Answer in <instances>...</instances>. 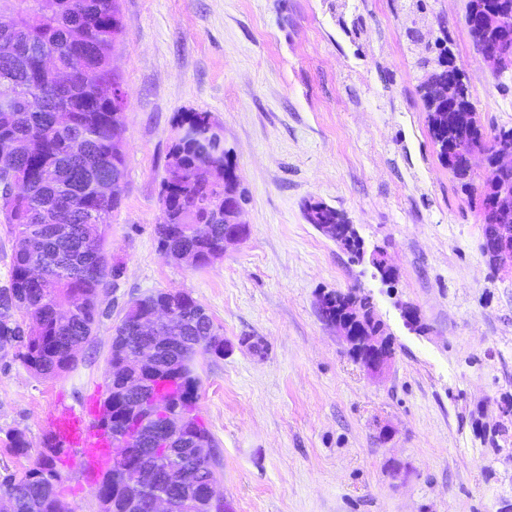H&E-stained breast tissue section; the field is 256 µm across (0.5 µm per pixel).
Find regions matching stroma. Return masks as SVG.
<instances>
[{
  "instance_id": "35a3bbf8",
  "label": "stroma",
  "mask_w": 512,
  "mask_h": 512,
  "mask_svg": "<svg viewBox=\"0 0 512 512\" xmlns=\"http://www.w3.org/2000/svg\"><path fill=\"white\" fill-rule=\"evenodd\" d=\"M468 0H119L112 69L126 94L125 194L106 238L118 275L76 367L52 379L0 359V464L29 468L56 407L104 399L129 303L189 293L228 341L197 356L199 415L222 456L230 512H512V273L481 254L478 189L443 165L420 61L444 38L482 126H512V68L492 69L463 25ZM222 127L246 238L203 268L158 247L159 192L181 114ZM321 202L388 254L385 285L306 218ZM358 288L392 337L368 377L318 313ZM417 308L423 332L405 327ZM24 432L25 456L5 453ZM64 512H101L59 462Z\"/></svg>"
}]
</instances>
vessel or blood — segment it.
I'll return each instance as SVG.
<instances>
[{
	"mask_svg": "<svg viewBox=\"0 0 512 512\" xmlns=\"http://www.w3.org/2000/svg\"><path fill=\"white\" fill-rule=\"evenodd\" d=\"M101 414L93 403L79 411L64 407L52 412L45 424L69 466L90 481L98 480L110 450L109 437L97 425Z\"/></svg>",
	"mask_w": 512,
	"mask_h": 512,
	"instance_id": "vessel-or-blood-1",
	"label": "vessel or blood"
}]
</instances>
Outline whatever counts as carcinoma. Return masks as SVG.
<instances>
[{
  "label": "carcinoma",
  "instance_id": "carcinoma-1",
  "mask_svg": "<svg viewBox=\"0 0 512 512\" xmlns=\"http://www.w3.org/2000/svg\"><path fill=\"white\" fill-rule=\"evenodd\" d=\"M118 0H0V14L14 23L0 26V44L11 48L0 59V93L43 100L39 111L20 106L0 107V215L15 239L11 272L0 287V358L19 359L40 377L51 378L73 369L78 352L92 335L100 316L97 300L108 279L118 272L104 251L114 211L125 185L124 151L114 130L123 124L124 94L111 67L112 49L121 32ZM53 54L71 71L70 84L57 87L41 70L40 52ZM421 85L430 132L440 159L459 181L472 189V166L448 143L463 139L485 154L493 165L495 152L485 146L488 132L480 124L470 129L439 115L447 102L431 94L438 84L458 85L453 70L441 56L423 63ZM203 136L211 126L207 112H190L180 119ZM171 161L161 182L160 200L166 222L156 225L160 250L192 252L196 267L209 265V255L224 242L223 169L235 170L232 152L224 141L212 140L203 150L200 140L174 144ZM21 180L24 194L10 197L7 186ZM498 194L492 183L480 190L482 235L495 231V216L487 201ZM307 219L316 228L349 223L336 210L319 202L307 205ZM186 232L175 235L173 226ZM327 316H344L350 306L360 308V325L375 332L378 321L370 296L355 291L329 294ZM158 306L174 308L170 322H155L147 334L135 325ZM69 312L66 322L58 311ZM22 311L31 321L25 327L15 317ZM154 336H180L179 347L158 348ZM153 354L154 364L139 369L128 360ZM199 354L221 357L224 338L205 308L182 291L157 290L133 300L112 337L109 364L113 380L103 400L102 424L117 441L128 435L124 423L112 422V403L128 400L129 391L146 387L173 413L189 414L195 438L179 448H161L152 459L153 478L147 480L133 467L112 459L95 494L102 512H151V501L165 494L171 512H229L212 504L202 490L216 479L219 466L216 444L197 414L198 378L194 374ZM47 451L20 474L0 476V503L13 512H58L57 469L61 451L44 442ZM29 443L21 431L9 437L8 451L28 454Z\"/></svg>",
  "mask_w": 512,
  "mask_h": 512
}]
</instances>
